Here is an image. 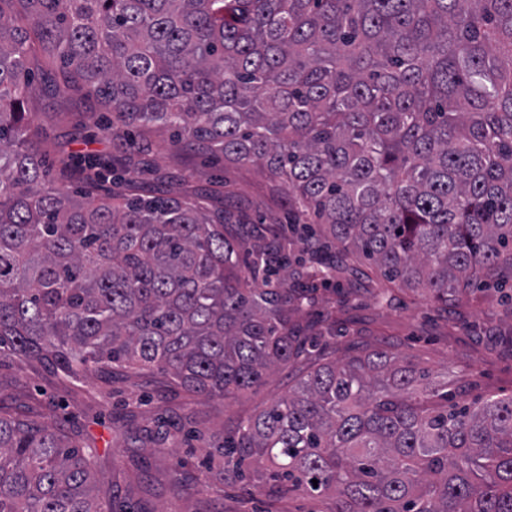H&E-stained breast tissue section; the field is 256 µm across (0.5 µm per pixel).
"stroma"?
<instances>
[{"label":"stroma","instance_id":"1","mask_svg":"<svg viewBox=\"0 0 512 512\" xmlns=\"http://www.w3.org/2000/svg\"><path fill=\"white\" fill-rule=\"evenodd\" d=\"M35 87L29 108L37 114L38 139L48 146L49 179L81 192L88 159L122 154L119 141L102 133L108 115L79 88L52 92L62 82L59 62L32 63ZM153 151L133 156L126 177L142 187L165 177L172 193L184 184L224 186V204L242 213L247 226L272 229L288 221V186L256 164L183 151L172 152L167 134L151 135ZM360 284L348 296L317 291L295 314L296 324L323 332L324 356L340 360L386 341L416 358L433 374L460 379L469 399L512 394V352L493 337L512 326V290L469 289L449 313L437 312L424 295L397 290L386 304L375 292L385 280L363 265ZM301 357L279 366L257 387L229 399H201L160 374L119 371L111 381L94 377L65 393L57 377L31 366L0 363V401L40 410L67 436L97 448L110 483H133L127 504L133 512H326L327 500L292 492L274 498L266 491L264 460L249 462L245 476L210 457V440L227 435L240 420L286 397L306 371ZM188 480L177 487L175 477Z\"/></svg>","mask_w":512,"mask_h":512}]
</instances>
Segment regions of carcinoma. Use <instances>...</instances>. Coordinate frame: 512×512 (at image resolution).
Instances as JSON below:
<instances>
[{
	"label": "carcinoma",
	"mask_w": 512,
	"mask_h": 512,
	"mask_svg": "<svg viewBox=\"0 0 512 512\" xmlns=\"http://www.w3.org/2000/svg\"><path fill=\"white\" fill-rule=\"evenodd\" d=\"M80 72L117 124L260 164L338 259L242 249L212 193L44 183L21 77ZM355 254L446 312L512 280V0H0V362L79 381L157 372L204 399L259 385L317 334L291 323ZM407 356L316 358L214 442L329 512H512V396L453 400ZM95 449L0 405V512H105Z\"/></svg>",
	"instance_id": "1"
}]
</instances>
